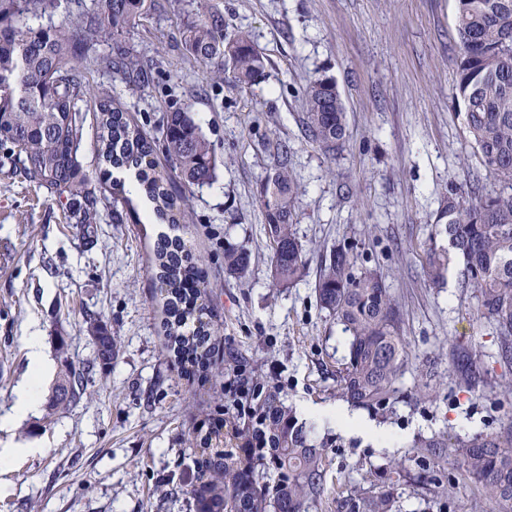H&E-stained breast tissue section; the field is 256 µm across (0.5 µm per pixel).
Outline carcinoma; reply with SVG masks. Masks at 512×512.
Returning a JSON list of instances; mask_svg holds the SVG:
<instances>
[{
    "mask_svg": "<svg viewBox=\"0 0 512 512\" xmlns=\"http://www.w3.org/2000/svg\"><path fill=\"white\" fill-rule=\"evenodd\" d=\"M78 10L64 25L52 21L55 0H0V148L9 149L12 169L58 198L67 201V218L92 237L98 216V194L121 192V184L103 180L89 186L79 160L84 116L76 101L85 95L80 64L91 58L83 32L93 28L115 36L134 27L146 12V0H97L96 8ZM455 96L464 108L467 133L486 176L498 184L483 191L478 174L468 175L469 199L453 191L434 217L425 253V276L436 285L450 264L462 262V285L475 299L474 314L491 326L497 357L512 366V0H455ZM187 52L197 62L213 64L216 76L234 90L251 88L265 68L264 57L248 33L224 34V17L203 15L183 33ZM135 80L147 78L136 50L100 59ZM304 124L310 138L327 151L345 136V108L332 80L318 79L305 89ZM99 115L105 165L132 173L151 204L156 220L168 225L153 246L154 277L164 296L166 331L175 357L192 359L205 371L215 343L208 323L185 334L189 317L206 314L203 269L176 234L185 220L177 206L170 176L157 170L152 143L130 123L119 105L106 95L93 104ZM166 150L181 185L203 186L216 177L218 162L189 109L168 113ZM299 199L288 156L260 185L271 276L288 287L307 273L306 251L296 236L293 216ZM448 248H438L439 236ZM224 264L239 277L249 272L245 251H227ZM350 250L336 247L320 267L315 291L321 307L349 333L348 351L337 371L339 397L366 410H383L397 399L410 360L403 330V311L384 276L375 270L355 272ZM102 360L117 352L115 339L96 329ZM61 369L52 389L51 406L65 408L84 394L83 370L76 368L59 344ZM484 354L477 348L451 352L455 386L480 392L488 386ZM248 396H262L261 417L254 425L237 419L202 436V460L186 494L196 512H309L310 505L333 496L336 512H402L400 486L410 479L402 459L391 460L369 485L328 486L331 461L296 425L295 413L256 375L240 376ZM417 457L431 456L440 468L450 462L461 479L480 486L497 512H512V416L486 433L448 438L445 432L421 435L412 445ZM439 497L456 493L458 482L424 477Z\"/></svg>",
    "mask_w": 512,
    "mask_h": 512,
    "instance_id": "cac0c4a2",
    "label": "carcinoma"
}]
</instances>
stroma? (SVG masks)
I'll return each instance as SVG.
<instances>
[{"label":"stroma","instance_id":"obj_1","mask_svg":"<svg viewBox=\"0 0 512 512\" xmlns=\"http://www.w3.org/2000/svg\"><path fill=\"white\" fill-rule=\"evenodd\" d=\"M226 33L247 32L266 58L256 85L231 90L213 66L193 60L183 30L210 8ZM98 56L135 46L149 83H131L83 64L88 92L109 91L153 141L170 169L163 125L174 107L189 109L219 161L215 180L185 192L188 218L179 234L207 273L204 299L222 347L208 376L187 379L168 348L152 267L159 222L139 224L130 204L105 195L93 243L69 223L50 190L0 170V416L31 373L26 338L59 364L58 342L85 369L79 403L47 405L17 422L0 441L34 453L0 463V512H195L179 487L195 470L194 432L235 415L238 375L262 376L331 459L329 481L361 484L370 469L410 457L414 439L445 432L469 437L512 415V397L455 388L449 352L495 350L491 330L471 312L458 269L430 287L423 272L430 218L464 183L472 149L456 84L455 0H149L143 18L119 37L93 40ZM336 82L346 136L333 151L302 125L310 81ZM287 155L299 186L296 235L308 273L289 288L270 277L271 252L259 202L260 183ZM351 250L356 266L375 269L399 299L411 360L402 395L384 411L359 418L388 430L394 451L347 435L328 412L342 405L336 371L348 335L322 309L316 271L331 249ZM247 249V278L224 267V252ZM118 343L102 365L87 319ZM429 383L437 397L411 399ZM402 489L403 512L475 510L474 484L453 499L417 482Z\"/></svg>","mask_w":512,"mask_h":512}]
</instances>
